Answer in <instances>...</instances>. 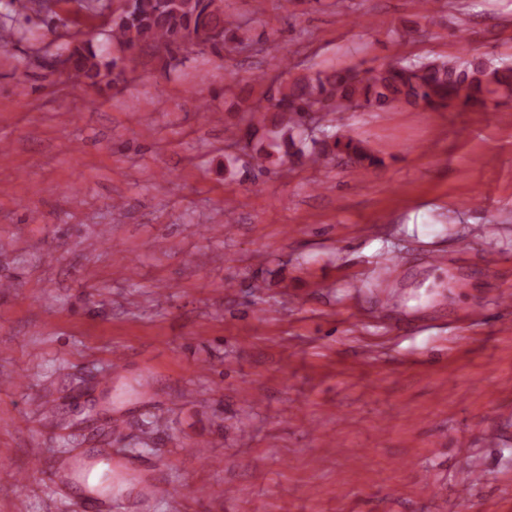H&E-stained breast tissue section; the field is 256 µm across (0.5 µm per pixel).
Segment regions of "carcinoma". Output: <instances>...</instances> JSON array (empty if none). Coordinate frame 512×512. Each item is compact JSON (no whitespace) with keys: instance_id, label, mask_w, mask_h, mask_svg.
Listing matches in <instances>:
<instances>
[{"instance_id":"1","label":"carcinoma","mask_w":512,"mask_h":512,"mask_svg":"<svg viewBox=\"0 0 512 512\" xmlns=\"http://www.w3.org/2000/svg\"><path fill=\"white\" fill-rule=\"evenodd\" d=\"M57 0H8L0 13V50L26 39L32 16L48 29L68 27L54 10ZM77 11L94 17L108 8L106 0H74ZM105 44L125 48L163 50L170 58L192 45L219 55L244 44L236 16L216 0H124L112 26L103 32ZM104 49L67 42L54 53L35 51L38 64L55 55L64 58L69 75L90 86L100 85L118 59L103 61ZM512 97V66L459 57L420 62L393 60L363 71H317L291 83L269 85L250 112H273L268 129L270 147L291 163L319 165L328 157L347 155L354 164L369 168L381 164L359 140L336 136L338 117L354 108L387 110L396 105L413 108L461 109L484 105L495 97Z\"/></svg>"}]
</instances>
